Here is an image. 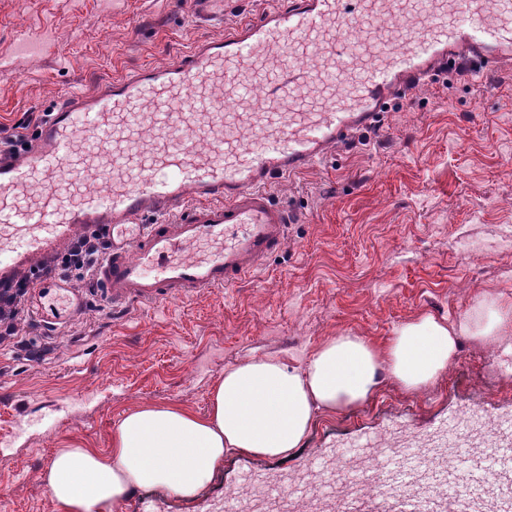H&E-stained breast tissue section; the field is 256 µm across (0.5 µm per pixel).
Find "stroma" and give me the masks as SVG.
<instances>
[{"mask_svg": "<svg viewBox=\"0 0 512 512\" xmlns=\"http://www.w3.org/2000/svg\"><path fill=\"white\" fill-rule=\"evenodd\" d=\"M273 0H224V22L198 23L188 0H0V130L94 93L143 65H171L224 24L257 16ZM445 74L400 95L382 124L356 134L271 197L296 219L286 247L233 289L114 307L78 275L68 283L79 315L49 325L26 299L14 335L0 333V512H58L42 472L60 448L108 450L121 417L147 403L204 413L226 369L260 356L305 364L326 339L351 333L386 342L421 314L453 320L488 295L512 298V73ZM479 409L512 430V336L462 340L447 372L407 393L385 384L371 402L319 415L287 459L225 457L191 499L143 489L123 512H222L225 488H256L260 512H336L346 493L335 455L385 454L399 433L423 460L447 461L449 427ZM299 472L273 489L282 470ZM443 474L420 470L388 490L356 492L363 512L413 495L433 500Z\"/></svg>", "mask_w": 512, "mask_h": 512, "instance_id": "obj_1", "label": "stroma"}]
</instances>
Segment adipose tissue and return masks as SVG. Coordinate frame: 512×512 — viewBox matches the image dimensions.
<instances>
[{
    "mask_svg": "<svg viewBox=\"0 0 512 512\" xmlns=\"http://www.w3.org/2000/svg\"><path fill=\"white\" fill-rule=\"evenodd\" d=\"M512 334V299L481 301L455 321L430 314L398 325L373 345L344 333L293 366L253 357L225 371L199 415L146 404L127 411L108 451L62 448L43 473L59 512H122L141 488L194 496L229 453L284 457L320 412L364 405L385 382L418 392L446 372L462 339L498 343Z\"/></svg>",
    "mask_w": 512,
    "mask_h": 512,
    "instance_id": "ef3b65f1",
    "label": "adipose tissue"
}]
</instances>
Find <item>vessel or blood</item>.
Listing matches in <instances>:
<instances>
[{
    "mask_svg": "<svg viewBox=\"0 0 512 512\" xmlns=\"http://www.w3.org/2000/svg\"><path fill=\"white\" fill-rule=\"evenodd\" d=\"M191 5L202 21L224 15V0ZM393 14L410 20L398 49L347 32L367 16ZM275 46L314 53L324 67L314 79L289 66L284 94L267 98L265 110L238 113L252 132L244 144L223 104L251 102ZM461 65L475 74L512 68V0H425L420 10L412 0H280L174 65L112 77L46 115L26 149L0 150V252L11 258L0 263V284L83 230L112 242L94 279L113 305L235 287L286 243L291 213L271 200L274 181L373 129L398 95ZM154 100L166 111H142ZM132 116L153 133L148 155L112 140ZM86 139L96 152L74 162ZM96 168L108 173L109 189L89 178ZM41 174L52 186L37 188ZM417 461V450L405 448L384 466L406 482ZM452 467L460 479L444 488L448 497L475 476L511 474L512 442L493 440L479 458L458 446Z\"/></svg>",
    "mask_w": 512,
    "mask_h": 512,
    "instance_id": "obj_1",
    "label": "vessel or blood"
}]
</instances>
